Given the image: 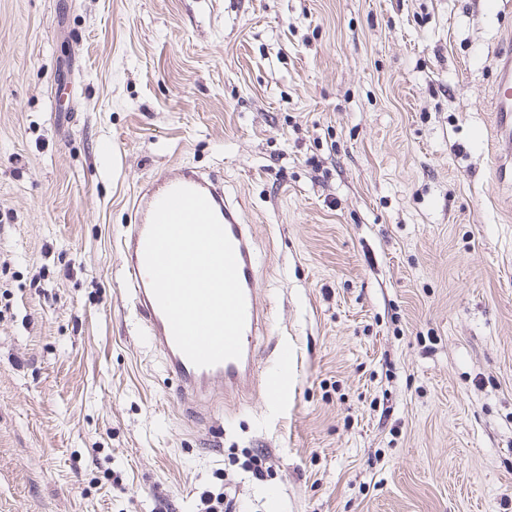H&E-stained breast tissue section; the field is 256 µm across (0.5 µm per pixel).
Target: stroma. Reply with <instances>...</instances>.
Wrapping results in <instances>:
<instances>
[{"instance_id": "35a3bbf8", "label": "stroma", "mask_w": 512, "mask_h": 512, "mask_svg": "<svg viewBox=\"0 0 512 512\" xmlns=\"http://www.w3.org/2000/svg\"><path fill=\"white\" fill-rule=\"evenodd\" d=\"M511 41L512 0H0V512H512ZM165 167L251 224L285 399L178 401L118 248ZM493 116L499 156L497 182L512 186V48L495 57ZM278 371L267 376L264 388L271 399H281L288 394V382L298 371V356L294 348H288V343H282L277 352Z\"/></svg>"}]
</instances>
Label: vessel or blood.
Instances as JSON below:
<instances>
[{
    "mask_svg": "<svg viewBox=\"0 0 512 512\" xmlns=\"http://www.w3.org/2000/svg\"><path fill=\"white\" fill-rule=\"evenodd\" d=\"M493 116L499 156L495 168L498 183L512 182V49L495 58ZM187 187L201 192L222 223L231 240L238 276L246 299V324L243 332V353L240 359L226 360L210 367H198L176 346L169 322L161 311L151 289L145 268L144 246L152 213L157 203L171 190ZM124 269L133 286L136 309L143 325L161 351L169 376L176 383V395L193 414H200L211 401L214 384H222L225 395H237L255 382L258 354L256 339L263 335L266 323L264 310L257 298L258 264L249 224L244 215L225 199L213 180L189 171H160L135 196L128 233L121 240ZM278 370L264 380L270 398L280 399L288 393V383L298 370L295 349L280 345Z\"/></svg>",
    "mask_w": 512,
    "mask_h": 512,
    "instance_id": "1",
    "label": "vessel or blood"
}]
</instances>
